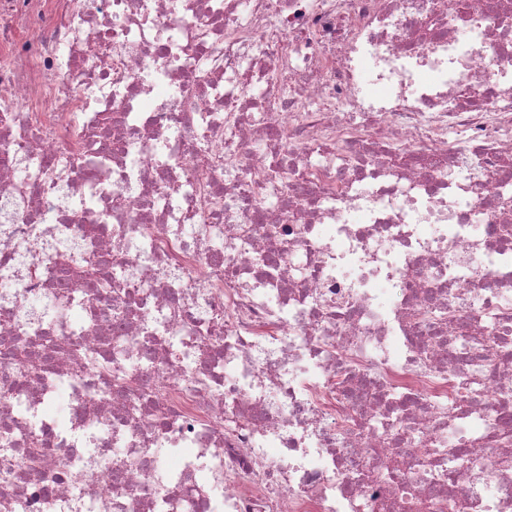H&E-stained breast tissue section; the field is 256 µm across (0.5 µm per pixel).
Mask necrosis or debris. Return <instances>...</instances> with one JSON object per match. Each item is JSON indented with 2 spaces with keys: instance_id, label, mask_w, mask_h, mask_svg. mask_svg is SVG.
I'll list each match as a JSON object with an SVG mask.
<instances>
[{
  "instance_id": "necrosis-or-debris-1",
  "label": "necrosis or debris",
  "mask_w": 512,
  "mask_h": 512,
  "mask_svg": "<svg viewBox=\"0 0 512 512\" xmlns=\"http://www.w3.org/2000/svg\"><path fill=\"white\" fill-rule=\"evenodd\" d=\"M502 185L512 0H0V512H512Z\"/></svg>"
}]
</instances>
